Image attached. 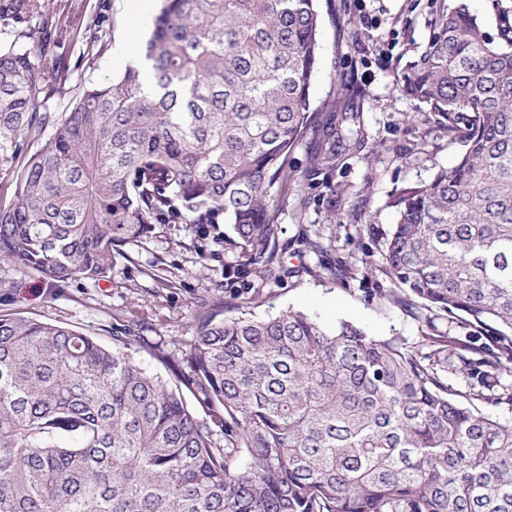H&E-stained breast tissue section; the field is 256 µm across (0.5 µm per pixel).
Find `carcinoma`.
Returning a JSON list of instances; mask_svg holds the SVG:
<instances>
[{
	"instance_id": "carcinoma-1",
	"label": "carcinoma",
	"mask_w": 512,
	"mask_h": 512,
	"mask_svg": "<svg viewBox=\"0 0 512 512\" xmlns=\"http://www.w3.org/2000/svg\"><path fill=\"white\" fill-rule=\"evenodd\" d=\"M40 9L0 0V21ZM320 53L315 0H160L144 85L129 67L83 90L0 204V257L58 282L108 277L112 252L154 224L203 235L221 222L238 295L264 300L281 261L275 186L294 152L326 135L310 169L336 167L360 138L346 111L311 108ZM401 90L466 150L396 194L377 262L384 308L426 311L410 347L288 309L265 320L195 312L179 378L204 409L132 355L60 325L0 317V512H512V426L458 400L448 373L493 392L512 377V29L486 37L466 0L443 4ZM48 94L28 50L0 49V168L46 125ZM308 251H326L319 230ZM471 334L445 336L432 316Z\"/></svg>"
}]
</instances>
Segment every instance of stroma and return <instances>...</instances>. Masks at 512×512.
Instances as JSON below:
<instances>
[{"label":"stroma","mask_w":512,"mask_h":512,"mask_svg":"<svg viewBox=\"0 0 512 512\" xmlns=\"http://www.w3.org/2000/svg\"><path fill=\"white\" fill-rule=\"evenodd\" d=\"M38 15L0 31V46L38 45L45 59L61 60L66 83L50 96V122H58L82 89L122 74L128 63L119 44L142 50L147 21L159 0H39ZM441 0H318L321 49L310 91L322 112L339 111L338 80L360 96L362 149L347 153L338 167L309 171L307 156L320 137L307 134L293 161L299 179L275 194L282 210L279 242L286 266L299 275L270 281L258 307L240 306L236 285L224 273L234 257L224 249V230L198 240L186 225L156 224L138 241L112 255L105 281L58 283L43 273L0 258V315L71 327L111 344L122 326L141 325L149 348L136 359L147 371L174 382L157 352L188 351L197 332L194 312L200 302L215 305L221 317L261 320L295 309L316 315L325 325L346 319L369 335L396 336L414 346L428 327L412 305L383 309L373 289L390 287L383 269L366 271L398 220L391 207L403 187L430 182L465 151L462 134L440 129L427 104L402 94L397 79L427 45ZM416 114L411 123L407 114ZM307 208L297 211V198ZM322 229L331 238L327 254L306 252L304 229ZM348 265V273L329 274L328 266Z\"/></svg>","instance_id":"stroma-1"}]
</instances>
